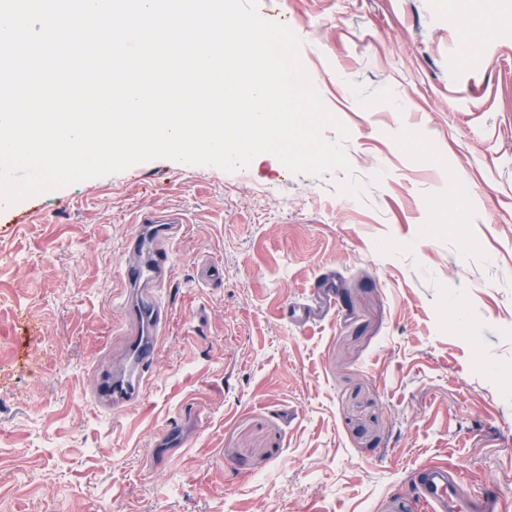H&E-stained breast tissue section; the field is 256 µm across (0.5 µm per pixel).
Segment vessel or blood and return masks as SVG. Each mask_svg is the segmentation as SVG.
Masks as SVG:
<instances>
[{"mask_svg":"<svg viewBox=\"0 0 512 512\" xmlns=\"http://www.w3.org/2000/svg\"><path fill=\"white\" fill-rule=\"evenodd\" d=\"M181 222L179 215L162 217L150 211L137 217V230L127 241L128 251L139 254L140 260L126 269V288L132 296L127 309L126 365L121 373L98 378L94 398L102 407L116 410L142 399L167 321L158 287L172 266L169 241ZM413 485L415 512H505L504 504L512 498V493L501 490L481 498L468 497L445 464L421 466Z\"/></svg>","mask_w":512,"mask_h":512,"instance_id":"b4317fda","label":"vessel or blood"}]
</instances>
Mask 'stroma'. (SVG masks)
<instances>
[{
  "label": "stroma",
  "instance_id": "stroma-1",
  "mask_svg": "<svg viewBox=\"0 0 512 512\" xmlns=\"http://www.w3.org/2000/svg\"><path fill=\"white\" fill-rule=\"evenodd\" d=\"M469 8L259 0L350 171L157 159L0 208V512H382L439 463L512 489V0L470 59ZM144 207L185 222L143 402L112 412Z\"/></svg>",
  "mask_w": 512,
  "mask_h": 512
}]
</instances>
